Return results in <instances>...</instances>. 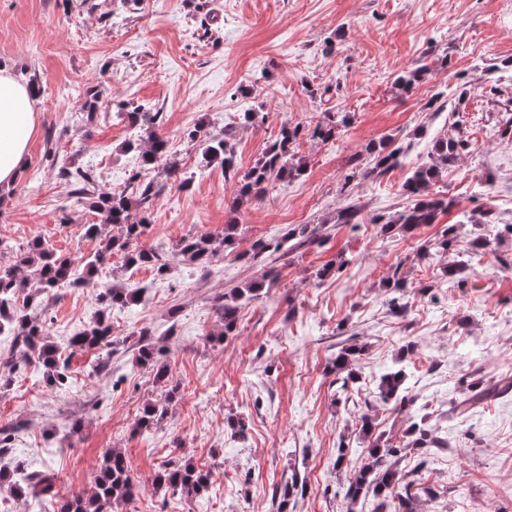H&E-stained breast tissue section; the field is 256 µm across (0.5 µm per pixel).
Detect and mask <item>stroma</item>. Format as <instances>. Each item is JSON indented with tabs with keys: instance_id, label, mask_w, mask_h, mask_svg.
I'll return each instance as SVG.
<instances>
[{
	"instance_id": "35a3bbf8",
	"label": "stroma",
	"mask_w": 512,
	"mask_h": 512,
	"mask_svg": "<svg viewBox=\"0 0 512 512\" xmlns=\"http://www.w3.org/2000/svg\"><path fill=\"white\" fill-rule=\"evenodd\" d=\"M19 82L37 77L39 116L21 172L0 185V266H12L42 241L83 267L102 245L87 236L98 215L71 202L60 167L88 170L98 185L162 189L141 246L161 250L164 272L126 269L113 253L103 280L140 288V303L108 311L110 357L73 349L70 338L99 315L92 289L68 285L41 296L46 335L64 351L69 380L48 386L38 371L17 369L0 388V429L13 433L0 469L57 473L63 496L87 492L106 452L121 451L139 484L115 512H277L281 482L307 487L289 512H369L345 496L349 471L365 444L360 419L370 416L394 444L416 420L447 437L429 453L408 451L398 468L432 487L420 512H512V392L458 414L470 384L512 376V0H0V68ZM421 70L410 91L401 72ZM100 92L96 112L82 105ZM160 116L158 133L189 187L123 152L132 130L122 102ZM248 109L263 124L243 127ZM337 119L335 139L313 137ZM229 133L239 174L246 173L283 125H303L293 150L307 169L274 182L240 215L227 208L237 177L203 169L187 138L195 124ZM459 134L458 164L431 186L450 206L436 223L382 232L377 217L409 206L402 185L426 159L435 138ZM392 139L403 164L375 178L369 143ZM55 161H46V150ZM356 206L354 224L332 216ZM492 211L495 224H470ZM237 221L236 243L200 267L177 255L189 234L219 239ZM464 229L446 254L429 251L444 227ZM304 228L310 241L283 250L279 278L244 303L233 335L222 336L217 297L259 277L250 259L256 241ZM487 238L488 253L470 243ZM467 260L462 287H449L446 265ZM325 277L317 272L325 265ZM399 269L403 292L385 288ZM404 313H394L393 298ZM168 346V382L137 364L140 331ZM363 346L353 368L362 385L333 367L341 348ZM403 360L411 407L397 411L378 396L379 374ZM179 383L166 400L167 383ZM167 414L136 432L145 404ZM242 421L234 433L228 419ZM168 461L210 471L208 490L193 501L157 489Z\"/></svg>"
}]
</instances>
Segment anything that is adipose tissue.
I'll use <instances>...</instances> for the list:
<instances>
[{
  "mask_svg": "<svg viewBox=\"0 0 512 512\" xmlns=\"http://www.w3.org/2000/svg\"><path fill=\"white\" fill-rule=\"evenodd\" d=\"M32 89L0 69V184L19 174L38 123Z\"/></svg>",
  "mask_w": 512,
  "mask_h": 512,
  "instance_id": "1",
  "label": "adipose tissue"
}]
</instances>
